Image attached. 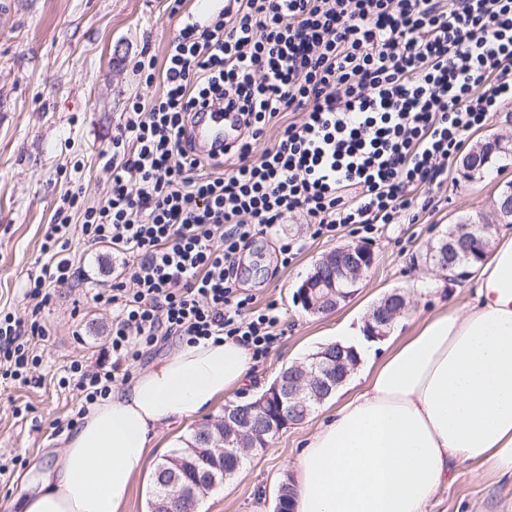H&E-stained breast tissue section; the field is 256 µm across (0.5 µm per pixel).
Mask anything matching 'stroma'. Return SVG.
<instances>
[{
  "label": "stroma",
  "instance_id": "obj_1",
  "mask_svg": "<svg viewBox=\"0 0 512 512\" xmlns=\"http://www.w3.org/2000/svg\"><path fill=\"white\" fill-rule=\"evenodd\" d=\"M194 9L193 0H184L176 13L170 0H0V311L21 316L31 306L25 285L47 259L46 233L63 196L76 188L91 202L105 195L110 173L100 154L110 148L120 116L134 98L147 101L162 91L161 81L145 84L135 65L146 53L164 60ZM463 158L460 152L452 156L443 185L418 189L419 198L435 202L419 223L316 238L294 216L242 249L239 286L258 305L276 304L281 336L257 359L253 388L231 391L211 410L162 433L122 512H148L152 474L171 444L219 422L226 404L260 393L283 367L305 362L333 339L342 320L368 319L395 291L405 298L406 331L442 307L467 303L473 279L447 278L429 255L439 237L462 222L492 224L496 236H512V224L495 211L501 188L512 181V163L496 162L471 178ZM289 241L303 248L285 266L279 249ZM347 244L369 245L373 265L335 310L310 313L297 296L300 285L322 257ZM68 253L80 277L52 288L43 313L49 334L36 350L27 383H0V512H18L28 491L22 475L33 460L50 464L62 452L81 406L69 366L108 356L114 311L96 296L131 279V267L120 264L110 245L92 246L76 236ZM335 408L323 401L268 448L249 453L232 479L202 496L205 512H273L279 485L294 479L306 440ZM427 512H512V479L459 463Z\"/></svg>",
  "mask_w": 512,
  "mask_h": 512
}]
</instances>
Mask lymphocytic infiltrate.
<instances>
[{
  "mask_svg": "<svg viewBox=\"0 0 512 512\" xmlns=\"http://www.w3.org/2000/svg\"><path fill=\"white\" fill-rule=\"evenodd\" d=\"M137 70L162 77L163 92L117 124L105 197H64L50 257L27 283L33 307L0 316L1 380L23 379L45 340L48 289L75 276L76 235L136 260L103 298L117 310L116 360L171 336H222L264 356L280 319L238 292L242 244L293 213L317 237L418 223L411 188L447 179L469 133L512 101V0H226L179 29L164 65L145 56ZM212 105L242 125L235 144L203 153L188 128ZM70 370L85 406L116 380L103 362Z\"/></svg>",
  "mask_w": 512,
  "mask_h": 512,
  "instance_id": "lymphocytic-infiltrate-1",
  "label": "lymphocytic infiltrate"
}]
</instances>
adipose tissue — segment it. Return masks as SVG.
Here are the masks:
<instances>
[{
  "label": "adipose tissue",
  "mask_w": 512,
  "mask_h": 512,
  "mask_svg": "<svg viewBox=\"0 0 512 512\" xmlns=\"http://www.w3.org/2000/svg\"><path fill=\"white\" fill-rule=\"evenodd\" d=\"M475 269L464 309L422 319L379 361L365 326L339 323L368 365L303 448L294 512H425L460 461L512 478V237ZM253 364L246 345L202 339L113 386L39 467L23 512H120L160 430L246 385Z\"/></svg>",
  "instance_id": "1"
}]
</instances>
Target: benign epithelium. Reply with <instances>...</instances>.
<instances>
[{"label":"benign epithelium","mask_w":512,"mask_h":512,"mask_svg":"<svg viewBox=\"0 0 512 512\" xmlns=\"http://www.w3.org/2000/svg\"><path fill=\"white\" fill-rule=\"evenodd\" d=\"M457 240H441L434 249L432 258L443 271H450L453 265L448 258H457ZM373 261V252L367 245L343 246L330 252L323 262L329 271L314 272L302 284L298 297L304 307L313 313H323L335 309L340 301L349 297L341 290V284L354 285L365 269ZM405 308L402 295L393 293L384 298L373 310L368 320V334L371 338L385 336V329ZM353 351L338 344L332 353H323L314 358L312 367L296 366V373L283 383H276L266 394V399L275 402L277 413L271 417L261 408L239 403L224 409V439L233 436L244 442L253 435L276 437L282 429L302 422L307 416L308 393L329 396L347 376L344 366L351 359Z\"/></svg>","instance_id":"benign-epithelium-1"}]
</instances>
